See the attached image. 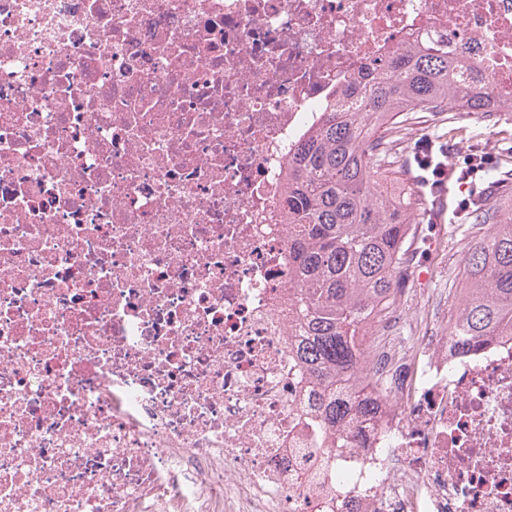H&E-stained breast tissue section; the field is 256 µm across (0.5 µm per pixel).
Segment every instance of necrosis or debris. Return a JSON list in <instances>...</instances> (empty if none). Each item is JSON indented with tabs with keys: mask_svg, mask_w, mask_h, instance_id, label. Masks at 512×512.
Wrapping results in <instances>:
<instances>
[{
	"mask_svg": "<svg viewBox=\"0 0 512 512\" xmlns=\"http://www.w3.org/2000/svg\"><path fill=\"white\" fill-rule=\"evenodd\" d=\"M512 0H0V512H512V336H412L350 447L296 356L288 157Z\"/></svg>",
	"mask_w": 512,
	"mask_h": 512,
	"instance_id": "obj_1",
	"label": "necrosis or debris"
}]
</instances>
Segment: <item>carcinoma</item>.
Masks as SVG:
<instances>
[{
  "label": "carcinoma",
  "mask_w": 512,
  "mask_h": 512,
  "mask_svg": "<svg viewBox=\"0 0 512 512\" xmlns=\"http://www.w3.org/2000/svg\"><path fill=\"white\" fill-rule=\"evenodd\" d=\"M499 111L489 82L448 56V41L407 44L359 74L342 100L288 158L283 211L290 227L297 353L320 384L324 429H350L389 394L359 337L406 287L416 226L427 200L384 189L387 156L409 112ZM475 217L488 233L465 252V288L448 336L468 349L512 334V211L480 200Z\"/></svg>",
  "instance_id": "cac0c4a2"
}]
</instances>
